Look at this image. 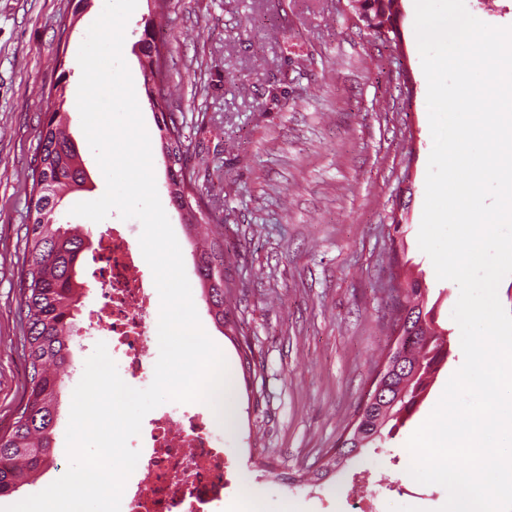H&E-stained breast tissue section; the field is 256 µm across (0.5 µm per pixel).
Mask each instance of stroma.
Instances as JSON below:
<instances>
[{
    "label": "stroma",
    "instance_id": "stroma-1",
    "mask_svg": "<svg viewBox=\"0 0 512 512\" xmlns=\"http://www.w3.org/2000/svg\"><path fill=\"white\" fill-rule=\"evenodd\" d=\"M0 0V434L26 391L20 266L31 223L32 173L48 93L66 78L69 132L85 159L87 188L58 208L101 197L104 176L75 106L79 47L104 0ZM347 0H172L154 31L167 49L170 109L188 138L185 167L208 205L212 229L234 258L228 305L237 332L224 336L202 298L195 241L166 187L156 109L145 92L138 41L152 0H138L123 57L153 146L157 191L180 245L201 324L228 365L232 415L217 430L236 477L224 512H437L439 485L414 481L406 442L463 363L451 317L459 296L438 280L417 242L433 140L414 30L402 0L399 36L357 25ZM400 214L405 252L389 226ZM409 263L450 334L448 362L418 411L380 448L367 449L325 483L299 477L336 447L392 341L397 263ZM258 375L245 379L243 343ZM93 345L73 347L62 392L53 465L0 507L36 494L70 461L65 433L73 390ZM297 480L282 483V476Z\"/></svg>",
    "mask_w": 512,
    "mask_h": 512
}]
</instances>
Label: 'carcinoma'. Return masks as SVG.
Here are the masks:
<instances>
[{
    "mask_svg": "<svg viewBox=\"0 0 512 512\" xmlns=\"http://www.w3.org/2000/svg\"><path fill=\"white\" fill-rule=\"evenodd\" d=\"M354 13L364 9L371 28L381 18L398 14V0H361ZM144 82L152 83L161 99L167 96V63L164 45L155 40L153 24H145L139 40ZM166 136L161 139L164 158L184 159L187 152L184 127L174 115L161 113ZM59 109L47 107L39 131L43 178L49 192L33 179L31 207L34 222L27 226L21 281L26 310L23 350L28 364L26 400L16 413L10 431L0 435V498L32 484L52 462L53 434L59 416L60 395L71 368V345L78 334L77 310L85 297L75 268L88 250V236L79 228L55 219L58 206L85 183L84 160L69 135ZM224 256V241L213 239L200 252L197 273L202 295L217 327L232 322L224 306L235 288ZM394 326L403 338L386 355L385 368L377 372V384L386 387L381 399L356 408L350 426L333 452L312 472L313 480L327 479L346 462L379 445L409 420L430 385L432 375L443 368L450 355V340L437 330L434 308L428 307L427 289L413 277L398 284Z\"/></svg>",
    "mask_w": 512,
    "mask_h": 512,
    "instance_id": "1",
    "label": "carcinoma"
}]
</instances>
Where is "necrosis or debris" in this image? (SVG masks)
Segmentation results:
<instances>
[{
  "instance_id": "obj_1",
  "label": "necrosis or debris",
  "mask_w": 512,
  "mask_h": 512,
  "mask_svg": "<svg viewBox=\"0 0 512 512\" xmlns=\"http://www.w3.org/2000/svg\"><path fill=\"white\" fill-rule=\"evenodd\" d=\"M97 259L102 264L104 304L93 326L111 331L113 349L122 356L127 377L143 380L149 372L152 341L145 318L155 290L138 275L140 255L120 231L100 240ZM220 423L211 410L166 411L152 418L120 512H222L233 476L214 436Z\"/></svg>"
}]
</instances>
